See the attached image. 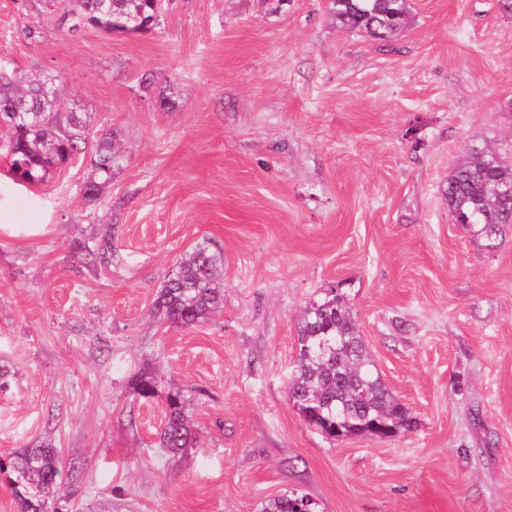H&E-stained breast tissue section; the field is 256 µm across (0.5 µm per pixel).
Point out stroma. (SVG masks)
<instances>
[{
  "label": "stroma",
  "mask_w": 512,
  "mask_h": 512,
  "mask_svg": "<svg viewBox=\"0 0 512 512\" xmlns=\"http://www.w3.org/2000/svg\"><path fill=\"white\" fill-rule=\"evenodd\" d=\"M512 0H411L389 44L329 0H165L147 32L69 34L63 0H0V64L55 75L87 144L29 186L0 151V456L48 440L79 512H512V227L453 223L472 143L512 150ZM123 158L95 202L96 144ZM111 236L90 270L76 241ZM224 303L151 314L202 239ZM341 294L415 423L331 439L288 399L304 307ZM151 370L157 397H136ZM198 434L158 448L164 395ZM308 499L310 508L316 512V504L306 495H299L297 493L283 494L277 498L268 500L261 505L260 512H296L292 510V504L298 501L304 503Z\"/></svg>",
  "instance_id": "stroma-1"
}]
</instances>
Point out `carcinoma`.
Instances as JSON below:
<instances>
[{
  "label": "carcinoma",
  "mask_w": 512,
  "mask_h": 512,
  "mask_svg": "<svg viewBox=\"0 0 512 512\" xmlns=\"http://www.w3.org/2000/svg\"><path fill=\"white\" fill-rule=\"evenodd\" d=\"M162 0H69L68 31L86 24L107 31H141L156 23ZM330 10L341 26L375 40L390 41L405 26L409 0H330ZM55 78H37L23 86L16 75L0 71V126L11 158V173L31 184H42L50 171L82 152L85 122L76 110L59 111L48 96ZM110 132L99 143L94 162L100 177L109 179L120 155ZM448 213L455 222L477 228L485 246L493 249L507 226H512V159L487 145L472 144L463 162L448 175L445 192ZM91 263L112 264V239L93 247L80 246ZM224 254L209 240L197 243L184 260L165 275L153 302L160 320L181 327L206 321L224 300L221 274ZM298 349L295 376L288 397L301 414L317 416L314 426L330 438L336 431L366 422L404 424L409 419L402 406L382 383L348 308L340 297L308 304L297 323ZM133 393L150 399L158 394L157 379L138 374ZM196 442V432L185 402L178 392L165 396L164 426L160 447L177 454ZM0 474L16 500L19 512H51L54 502L73 507L58 495L64 478L77 479L75 467L65 473L57 448L49 441L19 448L0 457ZM306 495L283 494L261 505L260 512H294L292 504Z\"/></svg>",
  "instance_id": "1"
}]
</instances>
